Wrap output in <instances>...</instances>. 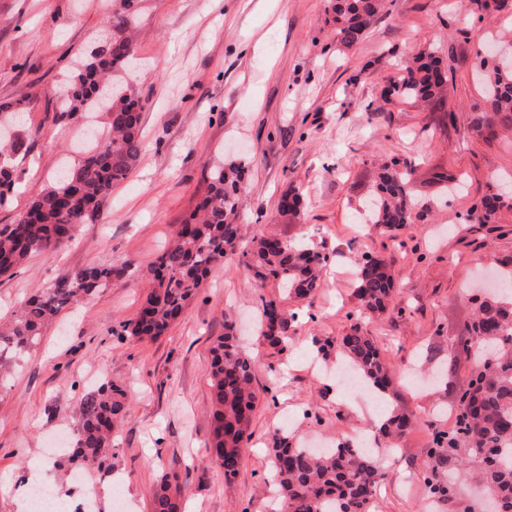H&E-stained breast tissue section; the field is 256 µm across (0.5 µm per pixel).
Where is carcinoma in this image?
<instances>
[{"label":"carcinoma","mask_w":512,"mask_h":512,"mask_svg":"<svg viewBox=\"0 0 512 512\" xmlns=\"http://www.w3.org/2000/svg\"><path fill=\"white\" fill-rule=\"evenodd\" d=\"M137 0H112L108 23L112 38L91 51L89 59L66 88L60 116L103 110L108 116L105 137L85 153L65 175L44 189L12 224H0V276L10 277L34 256L53 254L75 238L82 224H93L107 207L112 188L124 182L142 151V110L139 99L112 83L134 53L126 35L134 19ZM387 0H331L325 24L336 44L350 47L387 16ZM485 71V107L471 118L480 136L495 135L498 128H512V63L479 60ZM453 71L433 51L420 52L400 63L386 94L403 101L420 102L432 109L447 88ZM20 140L0 142V205L16 187L8 155L21 148ZM412 167L395 161L378 174L369 222L395 231L413 222L418 201L409 191ZM248 178V166L230 161L210 171L207 195L196 210L172 233L171 244L155 258L152 287L130 335L158 337L172 326L206 280L233 252L240 239L239 204ZM505 205L503 196H487L474 206L481 224L496 222ZM278 213L289 219L301 215L300 195L284 194ZM326 257L307 243H290L272 234L256 240L247 270L261 278L270 276L302 299H312L322 287ZM121 271L96 265L66 274L57 282L28 297L15 320L0 327V359L36 343L42 329L62 310L112 281ZM355 296L359 314L386 311L393 296V274L386 259L368 254L358 263ZM288 318L275 300L262 301L261 334L271 345H285ZM471 357L472 378L456 406L449 431L433 433L427 448L423 481L428 496L444 503L457 498L454 471L477 465L480 481L490 497L512 512V289L496 288L479 298L472 321L456 342ZM343 361L368 387L381 394L392 391L394 371L373 337L357 326L340 337ZM210 362L214 409L211 417L213 463L224 478L237 476L249 450L251 426L259 394L255 388V362L225 326L217 338ZM80 426L76 447L97 459L112 445L126 416L124 393L107 380L88 393L79 406ZM415 424V419L392 410L379 436L390 442ZM276 492L285 512H370L383 477L372 455L348 442L322 451L297 443L285 434L273 437ZM184 481L181 472L163 474L153 495V512H181Z\"/></svg>","instance_id":"obj_1"}]
</instances>
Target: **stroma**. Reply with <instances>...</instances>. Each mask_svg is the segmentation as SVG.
<instances>
[{
    "label": "stroma",
    "mask_w": 512,
    "mask_h": 512,
    "mask_svg": "<svg viewBox=\"0 0 512 512\" xmlns=\"http://www.w3.org/2000/svg\"><path fill=\"white\" fill-rule=\"evenodd\" d=\"M329 0H138L133 66L119 78L143 105V150L112 190L103 215L74 242L0 277V325L23 299L61 275L102 264L122 277L85 296L43 329L39 342L0 370V478L38 469L66 486L80 473L97 491L94 512H152L163 471L186 473L184 512H272L266 451L285 431L312 447L374 435L378 404L345 391L314 367L316 340H338L353 324L373 336L395 371L390 407L417 426L377 460L385 479L371 512H420L422 464L435 429L452 408L471 365L449 371L451 346L472 307L467 283L481 261L512 259V208L496 223L469 217L480 199L512 176V133L486 140L470 119L485 104L480 57L512 45V13L479 15L470 0H392L363 40L337 50L325 23ZM107 0H0V103L25 115L12 160L19 189L0 206L13 223L84 145L83 118H58L60 92L107 29ZM430 48L454 71L443 101L454 123L382 89L400 61ZM248 158L236 251L216 267L167 333L140 340L125 330L150 286V266L175 225L209 186L212 164ZM413 169L420 202L412 224L387 233L361 212L375 176L391 161ZM303 198L301 220L278 214L287 191ZM308 241L326 255L312 301L286 295L278 280L249 277L244 255L263 234ZM387 259L396 294L380 314L358 316L357 264ZM290 314L285 348L259 334L261 302ZM234 321L265 394L253 421L254 446L235 479L207 457L211 348ZM108 379L125 391L127 418L105 461L61 451L76 435L78 405Z\"/></svg>",
    "instance_id": "stroma-1"
}]
</instances>
